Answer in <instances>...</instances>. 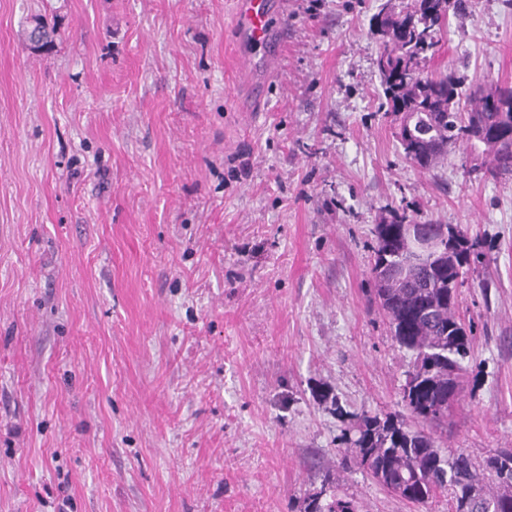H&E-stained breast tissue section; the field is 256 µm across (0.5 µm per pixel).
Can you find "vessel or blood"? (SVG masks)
Here are the masks:
<instances>
[{"mask_svg":"<svg viewBox=\"0 0 512 512\" xmlns=\"http://www.w3.org/2000/svg\"><path fill=\"white\" fill-rule=\"evenodd\" d=\"M234 29L240 54L248 62H260L261 71L250 85V111L263 101L267 78L274 71L286 41L287 21L282 0H237Z\"/></svg>","mask_w":512,"mask_h":512,"instance_id":"vessel-or-blood-1","label":"vessel or blood"}]
</instances>
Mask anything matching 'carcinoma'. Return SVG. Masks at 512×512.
Segmentation results:
<instances>
[{
  "label": "carcinoma",
  "instance_id": "cac0c4a2",
  "mask_svg": "<svg viewBox=\"0 0 512 512\" xmlns=\"http://www.w3.org/2000/svg\"><path fill=\"white\" fill-rule=\"evenodd\" d=\"M465 9V0H413L405 12L380 10L375 32L382 39L379 60L388 111L407 133L400 141L404 157L422 170L432 171L455 151L481 145V131L506 125L512 128V101L500 99V85L479 87L460 103L459 83L449 76H429L410 67L422 66L435 53L449 13ZM37 24L44 50L56 29L39 15ZM486 159L472 168L485 178L502 176L499 157L490 148ZM418 220L405 212L375 225L372 293L399 347L411 352L401 402L408 416L377 414L358 417L350 446L340 449L342 462L354 459L384 490L426 506L437 492L448 493V512H512V448H503L484 464L462 452L439 448L431 426L448 418V400L463 392V362L470 353L473 326L457 314L459 286L480 244L459 225L427 226L441 236L442 246L413 264L415 244L405 225ZM356 512L353 501L321 493L308 496L304 512Z\"/></svg>",
  "mask_w": 512,
  "mask_h": 512
}]
</instances>
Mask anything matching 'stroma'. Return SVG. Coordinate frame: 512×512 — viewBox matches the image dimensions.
Segmentation results:
<instances>
[{
    "label": "stroma",
    "mask_w": 512,
    "mask_h": 512,
    "mask_svg": "<svg viewBox=\"0 0 512 512\" xmlns=\"http://www.w3.org/2000/svg\"><path fill=\"white\" fill-rule=\"evenodd\" d=\"M233 2L0 0V512H303L326 475L358 512H421L339 454L352 415L403 410L370 305L402 208L483 253L441 445L512 448V177L404 158L372 27L411 0H285L260 112ZM425 71L512 86V0H467Z\"/></svg>",
    "instance_id": "stroma-1"
}]
</instances>
